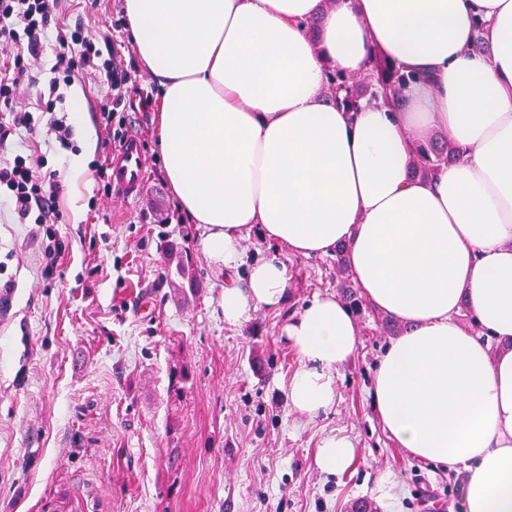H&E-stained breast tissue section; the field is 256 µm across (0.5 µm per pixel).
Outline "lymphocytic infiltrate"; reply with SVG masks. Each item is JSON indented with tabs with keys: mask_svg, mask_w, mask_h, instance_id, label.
<instances>
[{
	"mask_svg": "<svg viewBox=\"0 0 512 512\" xmlns=\"http://www.w3.org/2000/svg\"><path fill=\"white\" fill-rule=\"evenodd\" d=\"M62 0H0V212L11 213L21 224H57L62 219L59 197L64 190L59 170L49 168L45 155L16 143L19 130L54 140L62 149H74L68 115L58 114L61 87L71 86L81 74L103 79L111 93L96 104L102 121L125 111L129 74L121 59L104 57L97 38L83 25L59 24ZM58 50L52 67L41 119L16 108L21 87H36L29 60L38 56L47 38Z\"/></svg>",
	"mask_w": 512,
	"mask_h": 512,
	"instance_id": "f902f5d3",
	"label": "lymphocytic infiltrate"
}]
</instances>
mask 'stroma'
Wrapping results in <instances>:
<instances>
[{
  "label": "stroma",
  "instance_id": "stroma-1",
  "mask_svg": "<svg viewBox=\"0 0 512 512\" xmlns=\"http://www.w3.org/2000/svg\"><path fill=\"white\" fill-rule=\"evenodd\" d=\"M65 6V22L100 30L131 63L134 109L124 121L147 167L133 201L99 190L113 148L89 106L110 90L81 78L63 104L84 115L78 149L48 155L53 167L85 166L59 200L58 265L45 267L44 227L0 218V286L13 298L0 310V512H36L66 480L92 488L104 512H345L357 499L376 512H466L464 473L407 457L381 428L368 388L390 338L372 306L356 315L359 342L336 380L335 407L313 418L292 408L299 357L281 328L313 295L335 292V259L283 254L293 273L287 303L238 329L224 323V272L192 224L198 287L183 288L163 253L165 232L184 219L163 175L157 90L114 26L124 0ZM335 433L357 452L341 475L315 465L321 439ZM384 479L397 485L395 504L379 496Z\"/></svg>",
  "mask_w": 512,
  "mask_h": 512
}]
</instances>
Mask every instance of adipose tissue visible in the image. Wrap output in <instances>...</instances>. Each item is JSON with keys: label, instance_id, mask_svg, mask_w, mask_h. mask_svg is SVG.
<instances>
[{"label": "adipose tissue", "instance_id": "ef3b65f1", "mask_svg": "<svg viewBox=\"0 0 512 512\" xmlns=\"http://www.w3.org/2000/svg\"><path fill=\"white\" fill-rule=\"evenodd\" d=\"M124 12L160 96L164 177L224 271L225 324L286 300L287 264L249 261L252 234L306 258L347 243L365 300L404 328L371 383L383 431L468 471L467 512H512V0H124ZM478 34L489 53L474 52ZM376 52L422 81L395 110L338 108L330 74L366 73ZM437 130L459 158L411 177ZM282 334L300 360L293 409L330 411L353 312L317 294ZM355 455L333 434L315 465L336 474Z\"/></svg>", "mask_w": 512, "mask_h": 512}]
</instances>
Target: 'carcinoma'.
Listing matches in <instances>:
<instances>
[{
  "label": "carcinoma",
  "instance_id": "carcinoma-1",
  "mask_svg": "<svg viewBox=\"0 0 512 512\" xmlns=\"http://www.w3.org/2000/svg\"><path fill=\"white\" fill-rule=\"evenodd\" d=\"M416 75L405 71L399 65L387 60L383 55H374L369 70L360 76H346L334 73L330 77L333 100L348 112L360 109V99L369 97L395 103L400 92ZM460 156V150L444 135L436 142L420 145L415 151L412 163V175L428 177L442 165H446ZM186 237L171 239L165 244V255L175 263L177 275L187 281L188 288L195 290L197 283L192 273L190 254L184 246ZM347 246L341 244L336 249V287L340 288L344 299L351 307L360 309L363 301L357 296L346 265Z\"/></svg>",
  "mask_w": 512,
  "mask_h": 512
}]
</instances>
